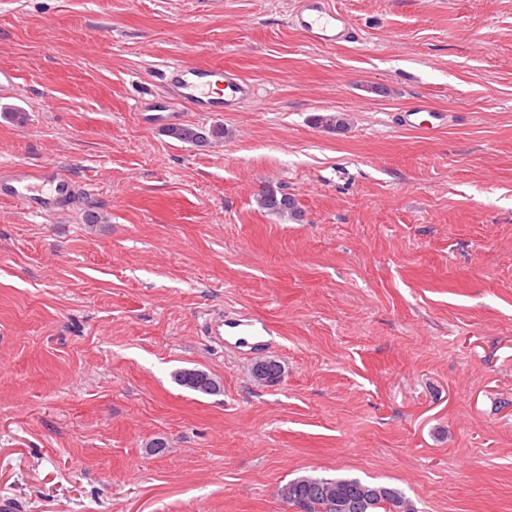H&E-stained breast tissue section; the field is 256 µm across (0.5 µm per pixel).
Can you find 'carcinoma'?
Here are the masks:
<instances>
[{
    "label": "carcinoma",
    "instance_id": "obj_1",
    "mask_svg": "<svg viewBox=\"0 0 512 512\" xmlns=\"http://www.w3.org/2000/svg\"><path fill=\"white\" fill-rule=\"evenodd\" d=\"M315 125L328 130L349 127L342 113H324L313 118ZM166 136L186 144L201 146L224 140V124L215 122L205 126H180L164 130ZM261 209L278 215L300 216L296 200L271 189L257 194ZM256 370L266 377V384L280 381L281 365L272 360L257 363ZM176 382L192 391L212 394L217 382L203 371L182 369L174 374ZM287 503L300 512H415L414 505L398 489L385 484H370L358 478H325L302 476L289 481L281 490Z\"/></svg>",
    "mask_w": 512,
    "mask_h": 512
}]
</instances>
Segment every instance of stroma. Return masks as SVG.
Here are the masks:
<instances>
[{
	"instance_id": "obj_1",
	"label": "stroma",
	"mask_w": 512,
	"mask_h": 512,
	"mask_svg": "<svg viewBox=\"0 0 512 512\" xmlns=\"http://www.w3.org/2000/svg\"><path fill=\"white\" fill-rule=\"evenodd\" d=\"M295 2L0 0V169L54 163L79 188L55 218L0 201L15 512H292L280 488L316 475L512 512V0H334L359 33L336 46L290 25ZM176 60L257 96L192 111L163 82ZM418 98L453 122L393 126ZM154 99L227 137H166ZM266 187L300 218L260 209ZM218 311L272 343L215 346ZM174 379L179 385L203 394H213L218 387L217 382L208 374L195 369H182L174 374Z\"/></svg>"
}]
</instances>
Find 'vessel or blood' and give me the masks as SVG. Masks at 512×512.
Here are the masks:
<instances>
[{"instance_id": "b4317fda", "label": "vessel or blood", "mask_w": 512, "mask_h": 512, "mask_svg": "<svg viewBox=\"0 0 512 512\" xmlns=\"http://www.w3.org/2000/svg\"><path fill=\"white\" fill-rule=\"evenodd\" d=\"M290 23L310 41L336 45L357 39L358 33L333 0H298ZM211 66L186 62L168 64L165 79L173 92L200 112H233L251 98L255 87L234 71L216 84ZM75 192L72 180L53 164L16 165L0 172V200L16 204L39 216L62 213Z\"/></svg>"}]
</instances>
